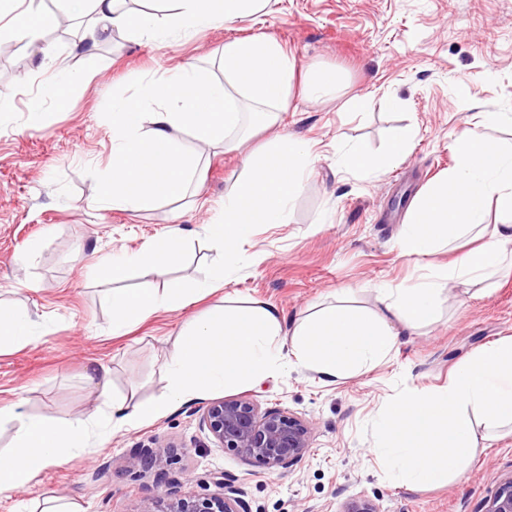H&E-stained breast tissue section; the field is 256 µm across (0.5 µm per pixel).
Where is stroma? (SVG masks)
Listing matches in <instances>:
<instances>
[{"mask_svg": "<svg viewBox=\"0 0 512 512\" xmlns=\"http://www.w3.org/2000/svg\"><path fill=\"white\" fill-rule=\"evenodd\" d=\"M251 26L245 18L153 45L134 31L116 30L90 55L76 47L82 28L75 20L62 31L44 29L42 41L51 48L45 57L0 38V94L14 103L0 115V300L25 307L44 327L33 344L0 353V405L21 399L35 416L91 413L98 391L88 373L98 364L109 369L115 394L165 393L163 363L173 341L189 313L207 310L219 295L116 336L107 285L94 279L96 264L138 253L178 225L191 249L173 275L202 280L203 265L218 257L202 226L223 207L244 156L220 147L205 151L199 195L206 208H196L188 195L137 213L99 209V181L112 168V99L135 98L141 82L185 62L221 77L225 41L250 34ZM264 31L287 48L298 69L332 68L343 84L316 103L292 96L279 129L311 140L312 175L287 223L261 225L243 242L248 264L229 276L225 289L278 306L292 323L343 288L358 306L377 310L379 288L420 274L397 240L407 202L454 165L451 136L492 112L500 119L484 134L512 148V0H278ZM62 69L65 85L51 89ZM363 95L368 107L355 109L354 98ZM35 98L43 119L33 128L28 105ZM410 124L418 132L408 154L383 173L337 167V145L379 154ZM32 243L37 253L21 261ZM502 336H512L511 274L485 294L448 288L440 320L401 332L390 355L370 370L328 382L287 364L260 382L226 389V396L248 394L261 409H285L311 422L310 451L292 467L272 470L224 450L201 425L200 398L51 466L29 489L0 495V512L53 498L82 512H141L157 491L155 474L127 468L125 457L158 439L172 445L164 467L181 478L179 495L199 493L197 477L222 472L236 478L252 512H341L355 498L369 500L377 512H484L499 481L512 476V431L491 436L477 426L465 476L422 488L385 475L375 440L363 428L395 395L397 382L410 390L443 387L459 363Z\"/></svg>", "mask_w": 512, "mask_h": 512, "instance_id": "1", "label": "stroma"}]
</instances>
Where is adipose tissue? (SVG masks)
Here are the masks:
<instances>
[{
  "instance_id": "adipose-tissue-1",
  "label": "adipose tissue",
  "mask_w": 512,
  "mask_h": 512,
  "mask_svg": "<svg viewBox=\"0 0 512 512\" xmlns=\"http://www.w3.org/2000/svg\"><path fill=\"white\" fill-rule=\"evenodd\" d=\"M119 2L67 0L70 12L91 16L78 44L84 53H92L115 29L131 28L146 42L157 43L262 14L271 0H166L159 23L145 13L133 18ZM0 20L10 36L48 55V48L37 44L39 32L58 18L45 12L43 0H0ZM222 65L220 82L191 63L148 80L141 88L152 106L147 113L135 111L128 98H113L112 169L100 182L101 209L138 212L180 196L199 159L198 152L184 148L180 133H190L200 149L220 145L238 151L244 143L236 135L241 99L253 102L256 126H276L288 109L296 74L286 48L258 31L225 41ZM414 134V127H407L380 156L347 147L339 161L366 174L378 172L408 153ZM449 148L455 165L410 204L400 250L420 259L472 233L482 237L480 246L449 264L426 266L412 283L381 289L378 310L331 304L304 317L289 334L275 305L224 295L220 304L193 317L174 341L164 362L167 390L158 398L109 395L108 371L101 366L89 377L99 381L102 402L88 415L47 418L26 414L18 401L1 406L0 424L13 422L17 428L9 450L0 453V493L26 489L47 467L89 452L113 432L151 424L205 394L264 379L286 359L332 381L372 365L391 351L398 329L436 320L447 287L467 288L512 271V150L473 130L452 138ZM492 213L497 222H489ZM40 333V324L25 308L0 303V350L24 348Z\"/></svg>"
}]
</instances>
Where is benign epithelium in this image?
<instances>
[{
	"label": "benign epithelium",
	"instance_id": "7a95c632",
	"mask_svg": "<svg viewBox=\"0 0 512 512\" xmlns=\"http://www.w3.org/2000/svg\"><path fill=\"white\" fill-rule=\"evenodd\" d=\"M201 422L224 450L269 469L294 465L306 456L311 444L312 424L308 420L283 409L262 411L247 396L207 403ZM170 447L157 441L155 447L136 448L126 457L129 468L157 469V484L169 487L166 495L147 499L142 512H250L241 489L222 472L199 479L202 488L213 484L220 492L176 495L179 479L163 468ZM485 512H512V477L499 483Z\"/></svg>",
	"mask_w": 512,
	"mask_h": 512
}]
</instances>
